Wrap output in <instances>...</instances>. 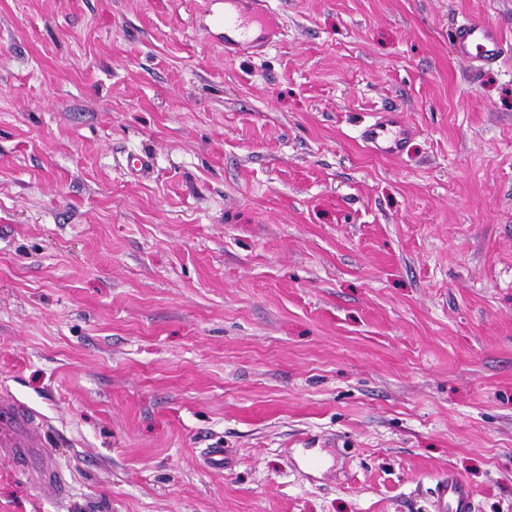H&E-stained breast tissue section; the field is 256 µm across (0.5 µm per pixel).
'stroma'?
<instances>
[{
    "mask_svg": "<svg viewBox=\"0 0 512 512\" xmlns=\"http://www.w3.org/2000/svg\"><path fill=\"white\" fill-rule=\"evenodd\" d=\"M269 7L0 0V401L70 486L0 449V512H512V0ZM266 0H225L224 15L215 23L224 27V53L231 57L248 50L262 49L280 33L276 16ZM455 55L477 67L498 64L503 41L496 29L479 19H468L457 25L451 35ZM413 135L414 131L404 114L396 111L385 112L362 127L359 133L367 149L381 156H399ZM436 512H475L474 494L471 487L462 479L448 474L434 489Z\"/></svg>",
    "mask_w": 512,
    "mask_h": 512,
    "instance_id": "1",
    "label": "stroma"
}]
</instances>
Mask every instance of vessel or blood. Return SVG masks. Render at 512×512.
<instances>
[{
	"instance_id": "obj_1",
	"label": "vessel or blood",
	"mask_w": 512,
	"mask_h": 512,
	"mask_svg": "<svg viewBox=\"0 0 512 512\" xmlns=\"http://www.w3.org/2000/svg\"><path fill=\"white\" fill-rule=\"evenodd\" d=\"M224 29V53L234 56L248 50L262 49L273 43L279 33L276 17L266 0H224V13L216 17ZM455 55L475 66L498 64L503 41L496 29L479 19L457 25L451 35ZM414 131L403 113L388 111L362 127L359 136L367 149L381 156L400 155ZM36 417L21 404L0 403V447L11 451L19 466L31 467L44 456V442ZM436 512H474L471 487L456 476L440 482L434 489Z\"/></svg>"
}]
</instances>
